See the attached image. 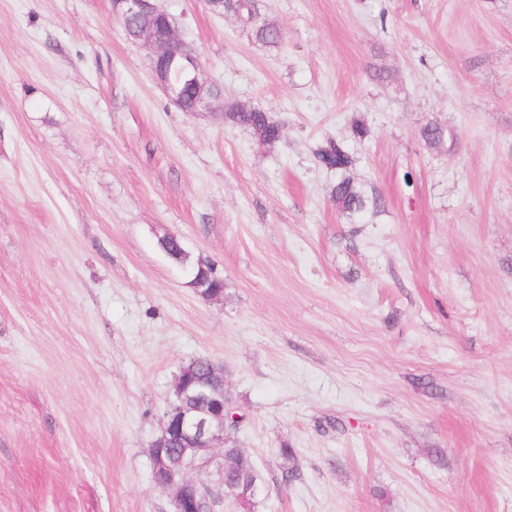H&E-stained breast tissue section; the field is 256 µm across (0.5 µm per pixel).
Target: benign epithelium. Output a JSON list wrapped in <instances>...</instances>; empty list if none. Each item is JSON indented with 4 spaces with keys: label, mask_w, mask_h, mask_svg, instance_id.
Wrapping results in <instances>:
<instances>
[{
    "label": "benign epithelium",
    "mask_w": 512,
    "mask_h": 512,
    "mask_svg": "<svg viewBox=\"0 0 512 512\" xmlns=\"http://www.w3.org/2000/svg\"><path fill=\"white\" fill-rule=\"evenodd\" d=\"M113 12L122 18L157 19L165 21L162 33L154 25H146L139 34V42L152 48L150 67L156 80L171 100L185 109L187 93H192L190 111L214 106V99L205 94L204 78L195 49L179 35L174 18L157 0H112ZM177 66L186 76L189 92L172 82L170 70ZM211 376L219 382L218 395L223 404L232 400L224 380L223 366L210 363ZM189 387L174 380L168 399L166 420L162 432L150 445L156 484L171 491L172 512H209L211 503L224 501V494L211 488L214 476L233 469L224 455L225 427L213 425V417L205 411H185L180 405Z\"/></svg>",
    "instance_id": "benign-epithelium-1"
}]
</instances>
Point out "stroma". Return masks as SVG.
Wrapping results in <instances>:
<instances>
[{"label": "stroma", "instance_id": "obj_1", "mask_svg": "<svg viewBox=\"0 0 512 512\" xmlns=\"http://www.w3.org/2000/svg\"><path fill=\"white\" fill-rule=\"evenodd\" d=\"M159 3L284 137L181 111L112 0H0V512H172L150 444L202 356L253 512H512V0H261L276 49ZM330 140L381 212L338 210ZM180 265L187 270L190 277L189 284L191 287L196 284L200 287L199 291L204 292L214 286L215 283L209 280L207 274L202 270V268H200L198 257H192L190 252L188 256L181 259Z\"/></svg>", "mask_w": 512, "mask_h": 512}]
</instances>
